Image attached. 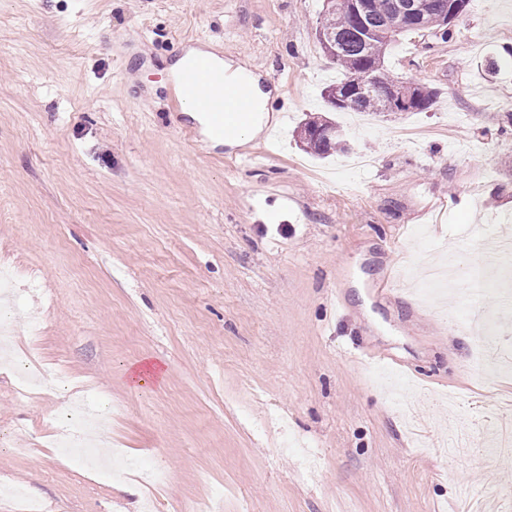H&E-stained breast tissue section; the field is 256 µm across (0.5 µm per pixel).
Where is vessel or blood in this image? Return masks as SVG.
<instances>
[{
    "mask_svg": "<svg viewBox=\"0 0 512 512\" xmlns=\"http://www.w3.org/2000/svg\"><path fill=\"white\" fill-rule=\"evenodd\" d=\"M177 86L182 99L206 114L216 134L237 128L248 116L243 91L226 78L223 67L208 58H195Z\"/></svg>",
    "mask_w": 512,
    "mask_h": 512,
    "instance_id": "obj_1",
    "label": "vessel or blood"
}]
</instances>
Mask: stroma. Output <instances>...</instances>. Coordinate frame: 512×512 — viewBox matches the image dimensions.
<instances>
[{"label": "stroma", "instance_id": "1", "mask_svg": "<svg viewBox=\"0 0 512 512\" xmlns=\"http://www.w3.org/2000/svg\"><path fill=\"white\" fill-rule=\"evenodd\" d=\"M321 0H0V265L17 353L68 387L20 395L0 360V482L45 512H466L512 498V372L476 377L471 238L512 229V0H470L384 67L423 112H331ZM213 47L263 77L270 155L208 142L169 65ZM332 118L346 151L298 130ZM395 276V291L375 290ZM377 361L368 368L354 355ZM157 365L144 384L133 364ZM80 456L45 442L72 409ZM321 459L309 476L303 449ZM329 119H314L309 118L300 126V135L303 143L306 144L307 149L310 153L318 156H322L325 154H329L331 151H336L337 149L342 148V141L340 139L339 129L337 126H334L332 123L327 122ZM325 121L326 124L332 125L335 130L336 136L333 138L334 146H329L327 143L315 141L313 138H308L307 136L312 134L311 129H315L318 126H321Z\"/></svg>", "mask_w": 512, "mask_h": 512}]
</instances>
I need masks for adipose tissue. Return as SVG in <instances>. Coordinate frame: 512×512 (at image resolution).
I'll return each instance as SVG.
<instances>
[{
    "instance_id": "obj_1",
    "label": "adipose tissue",
    "mask_w": 512,
    "mask_h": 512,
    "mask_svg": "<svg viewBox=\"0 0 512 512\" xmlns=\"http://www.w3.org/2000/svg\"><path fill=\"white\" fill-rule=\"evenodd\" d=\"M213 61L223 64L229 79L243 84L247 91L251 102V113L246 123L224 134L225 145L231 147L246 145L262 132L269 120L271 93L264 88L260 74L255 73L249 66L223 62L218 55L214 56Z\"/></svg>"
}]
</instances>
